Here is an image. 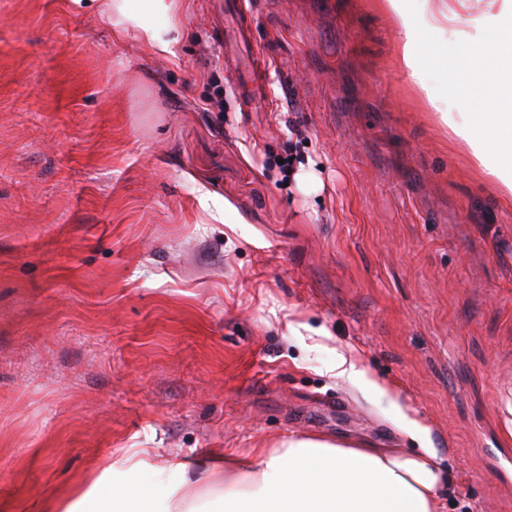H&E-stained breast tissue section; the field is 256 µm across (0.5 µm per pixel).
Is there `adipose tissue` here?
<instances>
[{"label":"adipose tissue","instance_id":"adipose-tissue-1","mask_svg":"<svg viewBox=\"0 0 512 512\" xmlns=\"http://www.w3.org/2000/svg\"><path fill=\"white\" fill-rule=\"evenodd\" d=\"M500 4L488 41H471L479 21L463 14V0H433L431 9L413 17L405 0H380L403 35L400 63L412 83L425 87L432 60V34L447 25L460 29L468 49L461 55L455 89L467 96L479 86L475 111L436 116L454 146L469 152L483 174L512 204V0ZM433 449L412 453L401 448H367L349 442L291 437L272 448L205 453L179 460L180 475L166 512H198L196 490L217 489L224 512H443L445 479ZM138 454H123L103 467L92 488L97 512H154L144 490L128 485L126 472L146 466Z\"/></svg>","mask_w":512,"mask_h":512}]
</instances>
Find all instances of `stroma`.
Wrapping results in <instances>:
<instances>
[{
  "instance_id": "1",
  "label": "stroma",
  "mask_w": 512,
  "mask_h": 512,
  "mask_svg": "<svg viewBox=\"0 0 512 512\" xmlns=\"http://www.w3.org/2000/svg\"><path fill=\"white\" fill-rule=\"evenodd\" d=\"M107 2L0 0V512L127 449L163 512L171 457L417 451L408 419L445 512H512V206L431 114L480 94L451 82L465 42L435 35L425 97L376 0H179L119 36Z\"/></svg>"
}]
</instances>
